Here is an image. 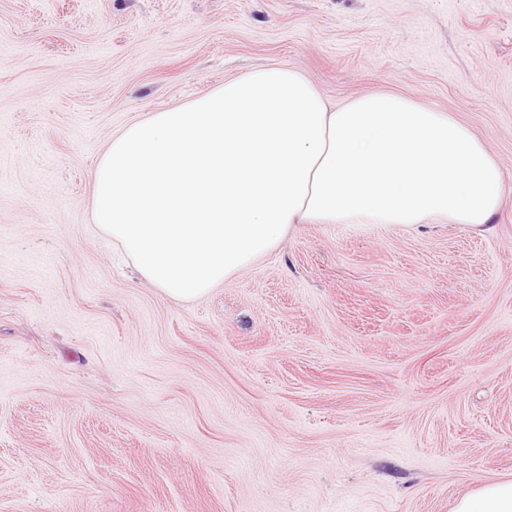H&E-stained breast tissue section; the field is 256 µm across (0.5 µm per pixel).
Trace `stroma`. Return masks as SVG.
Masks as SVG:
<instances>
[{"label":"stroma","mask_w":512,"mask_h":512,"mask_svg":"<svg viewBox=\"0 0 512 512\" xmlns=\"http://www.w3.org/2000/svg\"><path fill=\"white\" fill-rule=\"evenodd\" d=\"M270 64L502 171L474 229L296 224L197 300L91 216L128 122ZM512 478V0H0V512H452Z\"/></svg>","instance_id":"35a3bbf8"}]
</instances>
